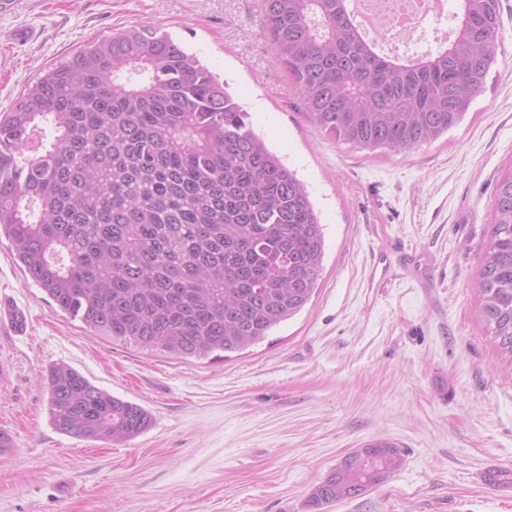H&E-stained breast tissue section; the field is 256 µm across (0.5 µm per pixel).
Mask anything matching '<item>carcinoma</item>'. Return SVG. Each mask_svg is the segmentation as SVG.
Masks as SVG:
<instances>
[{
  "label": "carcinoma",
  "instance_id": "carcinoma-1",
  "mask_svg": "<svg viewBox=\"0 0 512 512\" xmlns=\"http://www.w3.org/2000/svg\"><path fill=\"white\" fill-rule=\"evenodd\" d=\"M352 0H263V29L322 130L364 149L409 151L457 126L496 63L499 0H460L434 53L388 54ZM208 67L169 33L115 30L47 70L0 119V239L95 336L177 358L264 340L311 299L324 257L305 184L250 128ZM488 335L512 360V173L476 284ZM50 422L125 442L148 411L66 363L47 378ZM403 465L378 440L310 494L312 512L356 498ZM486 485L512 488V469Z\"/></svg>",
  "mask_w": 512,
  "mask_h": 512
}]
</instances>
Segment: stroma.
I'll return each mask as SVG.
<instances>
[{
	"mask_svg": "<svg viewBox=\"0 0 512 512\" xmlns=\"http://www.w3.org/2000/svg\"><path fill=\"white\" fill-rule=\"evenodd\" d=\"M497 61L464 120L408 152L369 151L318 128L261 24V0H19L0 14V118L85 44L151 25L216 74L253 130L305 183L324 226L311 301L228 359L182 360L92 336L51 304L0 243V292L31 314L0 330V512H310L349 453L403 451L387 482L327 512H512V362L488 336L475 285L499 178L512 167V0ZM32 26L37 37L12 43ZM427 262L372 285L373 225ZM66 363L146 408L125 443L72 438L49 421L45 378Z\"/></svg>",
	"mask_w": 512,
	"mask_h": 512,
	"instance_id": "stroma-1",
	"label": "stroma"
}]
</instances>
